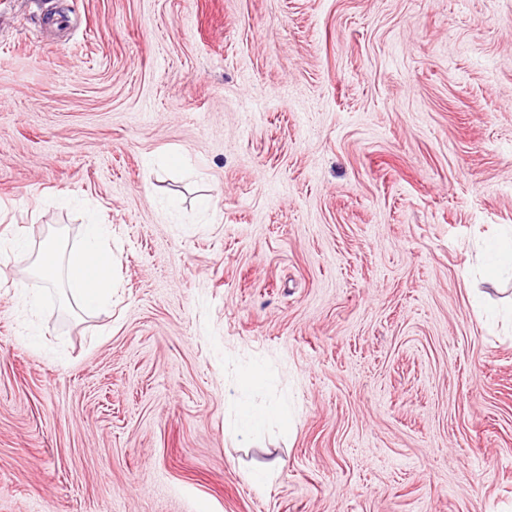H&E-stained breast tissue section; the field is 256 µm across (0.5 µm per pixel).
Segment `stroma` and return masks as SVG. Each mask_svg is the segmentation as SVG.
Here are the masks:
<instances>
[{
  "label": "stroma",
  "instance_id": "1",
  "mask_svg": "<svg viewBox=\"0 0 512 512\" xmlns=\"http://www.w3.org/2000/svg\"><path fill=\"white\" fill-rule=\"evenodd\" d=\"M511 228L512 0H0V512H512ZM58 242L47 238L38 258V276L45 288L56 285L63 274L67 288L79 295L86 308L96 309L108 301L112 273V251L107 250L102 224H88L84 231V244L72 250L60 266ZM281 416L278 410L256 411L242 404L239 428L245 434L261 431L272 417Z\"/></svg>",
  "mask_w": 512,
  "mask_h": 512
}]
</instances>
